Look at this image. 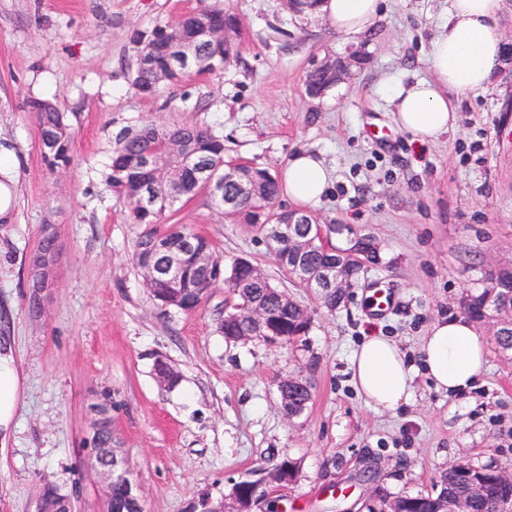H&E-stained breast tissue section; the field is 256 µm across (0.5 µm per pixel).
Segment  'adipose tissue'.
Wrapping results in <instances>:
<instances>
[{"label":"adipose tissue","mask_w":512,"mask_h":512,"mask_svg":"<svg viewBox=\"0 0 512 512\" xmlns=\"http://www.w3.org/2000/svg\"><path fill=\"white\" fill-rule=\"evenodd\" d=\"M382 0H319L315 13L336 32L366 34L381 13ZM505 0H448V18L430 42L431 77H389L375 94L393 110L398 128L421 144L453 128L461 99L486 92L507 64ZM284 195L301 209L316 208L328 194L333 173L320 153L301 149L279 173ZM421 360L435 389L447 396L474 388L486 364V344L469 317L440 318L422 342ZM351 379L365 405L394 411L413 396L415 369L397 343L365 337L353 351Z\"/></svg>","instance_id":"obj_1"}]
</instances>
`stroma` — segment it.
<instances>
[{
  "instance_id": "obj_1",
  "label": "stroma",
  "mask_w": 512,
  "mask_h": 512,
  "mask_svg": "<svg viewBox=\"0 0 512 512\" xmlns=\"http://www.w3.org/2000/svg\"><path fill=\"white\" fill-rule=\"evenodd\" d=\"M203 0H0V152L14 165L0 217V350L20 378L15 417L0 445V512H35L42 480L74 512H104L89 462L90 406L112 395V446L143 489L145 512H200L233 487L297 461L294 482L267 483L254 512H375L381 497L431 492L458 462L512 465V354L487 344L488 366L456 397L416 376L410 404L377 412L351 383L348 357L363 337L395 340L417 362L439 317L458 316L467 291L512 268V64L487 92L463 99L457 123L421 145L399 130L374 85L428 75L426 52L448 0H384L369 33H336L283 0H224L240 20L241 53L224 69L187 76L154 100L130 81L133 29L174 23ZM361 50L365 62L339 95L309 98L312 64ZM58 99L70 116L73 160L52 172L25 103ZM152 121L208 125L230 156L280 172L297 150L321 152L334 172L313 215L370 233L379 263L336 311L279 267L258 230L232 224L198 195L171 217L224 261L250 259L307 305L302 343L228 342L217 329L229 297L163 313L133 261L141 231L125 199L105 188L112 134ZM53 225L57 289L40 318L27 308L28 258ZM391 304L372 311L375 282ZM180 375L164 389L157 361ZM311 381L308 408L288 419L278 385Z\"/></svg>"
}]
</instances>
